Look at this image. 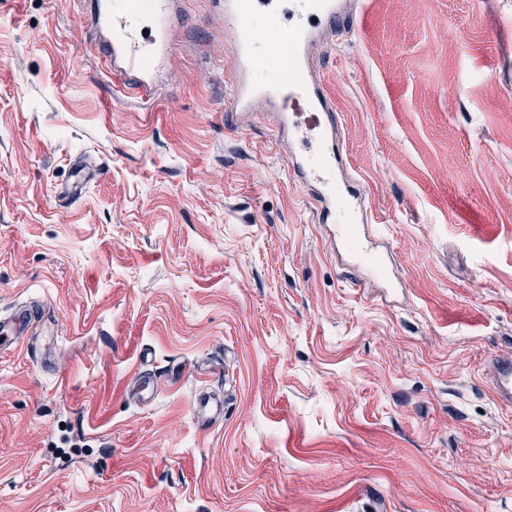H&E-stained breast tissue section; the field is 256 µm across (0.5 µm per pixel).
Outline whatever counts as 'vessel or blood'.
<instances>
[{
	"mask_svg": "<svg viewBox=\"0 0 512 512\" xmlns=\"http://www.w3.org/2000/svg\"><path fill=\"white\" fill-rule=\"evenodd\" d=\"M223 9L235 45L234 110H249L258 99L271 106L278 131L301 144L300 151L290 153L288 165L310 187L323 223L337 226L348 253L370 256L366 196L345 176L335 102L308 59L309 46L335 30L340 0H223ZM170 26L171 0H95L84 42L101 49L106 61L124 74L126 88L149 98L172 51ZM31 320L26 306L1 318L0 347L20 343ZM495 365V393L512 403V358ZM190 411L205 425L223 417L224 403L201 393Z\"/></svg>",
	"mask_w": 512,
	"mask_h": 512,
	"instance_id": "1",
	"label": "vessel or blood"
}]
</instances>
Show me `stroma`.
<instances>
[{
	"label": "stroma",
	"mask_w": 512,
	"mask_h": 512,
	"mask_svg": "<svg viewBox=\"0 0 512 512\" xmlns=\"http://www.w3.org/2000/svg\"><path fill=\"white\" fill-rule=\"evenodd\" d=\"M360 2L311 63L389 288L266 106L231 117L218 0H175L150 100L84 45L89 0H0V315L45 304L0 348V512H512V0ZM496 375L492 381L497 397L512 403V358L496 359ZM193 419L198 424L213 423L224 415V401L218 400L206 393L198 394L190 405Z\"/></svg>",
	"instance_id": "obj_1"
}]
</instances>
